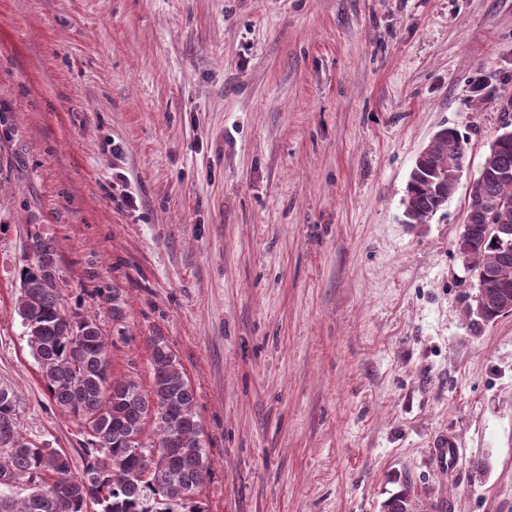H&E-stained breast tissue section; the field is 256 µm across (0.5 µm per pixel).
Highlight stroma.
Instances as JSON below:
<instances>
[{
	"label": "stroma",
	"mask_w": 512,
	"mask_h": 512,
	"mask_svg": "<svg viewBox=\"0 0 512 512\" xmlns=\"http://www.w3.org/2000/svg\"><path fill=\"white\" fill-rule=\"evenodd\" d=\"M512 116V0H0V385L81 472L15 310L31 234L114 377L165 337L206 512H512V315L469 312V187ZM468 138L404 221L419 153ZM454 441L452 467L434 450ZM431 146L423 165L436 175L413 180L412 171L404 199V217L408 224H427L454 194L466 162L467 138L454 128ZM411 180H413L411 182Z\"/></svg>",
	"instance_id": "1"
}]
</instances>
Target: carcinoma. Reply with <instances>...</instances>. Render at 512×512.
Here are the masks:
<instances>
[{
	"label": "carcinoma",
	"mask_w": 512,
	"mask_h": 512,
	"mask_svg": "<svg viewBox=\"0 0 512 512\" xmlns=\"http://www.w3.org/2000/svg\"><path fill=\"white\" fill-rule=\"evenodd\" d=\"M490 143L477 178L474 207L481 209L471 239L480 253L477 279L509 286L512 256L485 237L487 224L512 225V120ZM466 139L456 129L436 140L423 165L434 171L408 182L404 217L427 224L454 194L466 162ZM508 202L504 210L484 205ZM33 262L19 275L15 309L27 344L55 405L90 436L82 472L65 452L45 448L18 429L15 395L0 386V512H206L196 495L210 478L195 392L162 336L150 338L153 384L145 391L117 379L96 319L65 307L53 243L30 236ZM157 441H142L147 422Z\"/></svg>",
	"instance_id": "carcinoma-1"
}]
</instances>
